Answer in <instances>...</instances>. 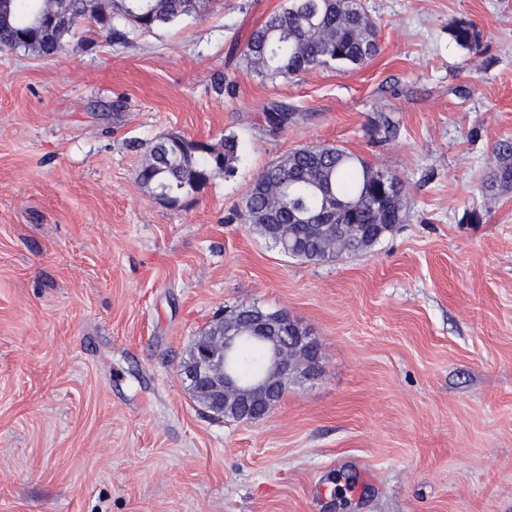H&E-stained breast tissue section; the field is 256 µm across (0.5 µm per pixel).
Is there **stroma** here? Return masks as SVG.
<instances>
[{"mask_svg":"<svg viewBox=\"0 0 512 512\" xmlns=\"http://www.w3.org/2000/svg\"><path fill=\"white\" fill-rule=\"evenodd\" d=\"M285 3L0 51V512H512V191L481 188L512 138V0H361L363 68L252 75L243 46ZM275 103L297 114L276 131ZM383 114L396 137L372 133ZM170 133L235 136L234 172L158 200L137 174ZM312 144L404 181L371 251L294 260L240 218L257 174ZM239 304L320 346L316 379L250 423L180 372ZM451 36L458 46L469 53H477L480 50V34L469 22H459L452 29Z\"/></svg>","mask_w":512,"mask_h":512,"instance_id":"obj_1","label":"stroma"}]
</instances>
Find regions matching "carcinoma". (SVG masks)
<instances>
[{
    "label": "carcinoma",
    "instance_id": "carcinoma-1",
    "mask_svg": "<svg viewBox=\"0 0 512 512\" xmlns=\"http://www.w3.org/2000/svg\"><path fill=\"white\" fill-rule=\"evenodd\" d=\"M212 0H112L107 13L94 15L85 0H68L72 28L88 23L106 37L120 41L126 32L114 23L133 15L132 24L153 30L186 17L207 14ZM57 7V0H4L0 3V50L23 49L39 57L62 53L68 38H53L39 28L40 12ZM451 36L470 53L480 50V34L461 21ZM379 52L376 33L366 22L360 0H288L249 37L243 50L250 72L258 77L291 79L334 63L347 71L363 67ZM294 112L286 106L266 111V122L288 125ZM220 148L224 166L215 168L212 147L181 135L165 136L152 148L163 161L138 172L139 181L173 205L197 193L205 175L229 174L238 160V142L226 136ZM496 163L486 176L485 189L512 188V138L498 141ZM247 221L261 236L270 238L271 224H282L284 241H310L311 251L301 261L319 262L372 249L395 225L403 222L405 192L402 180L377 169L354 152L337 145H306L270 163L259 172L243 201ZM330 224H358L357 240L328 228ZM234 372L251 380L267 369L265 348L244 341L233 355Z\"/></svg>",
    "mask_w": 512,
    "mask_h": 512
}]
</instances>
